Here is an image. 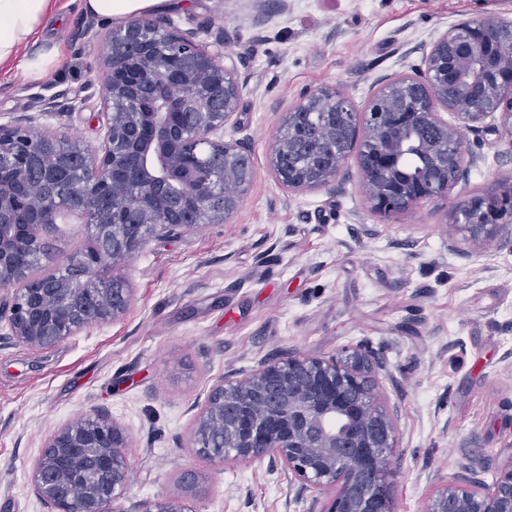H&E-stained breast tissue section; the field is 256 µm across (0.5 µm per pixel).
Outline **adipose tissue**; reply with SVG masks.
Returning <instances> with one entry per match:
<instances>
[{"label":"adipose tissue","mask_w":512,"mask_h":512,"mask_svg":"<svg viewBox=\"0 0 512 512\" xmlns=\"http://www.w3.org/2000/svg\"><path fill=\"white\" fill-rule=\"evenodd\" d=\"M175 5L176 0H81L86 14L111 21L163 12ZM56 14L57 0H0V69L14 64L27 78L45 73L59 53L57 45L44 38L46 25ZM36 42L41 43V51L22 56V49Z\"/></svg>","instance_id":"1"}]
</instances>
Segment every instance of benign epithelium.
I'll return each mask as SVG.
<instances>
[{"instance_id": "benign-epithelium-1", "label": "benign epithelium", "mask_w": 512, "mask_h": 512, "mask_svg": "<svg viewBox=\"0 0 512 512\" xmlns=\"http://www.w3.org/2000/svg\"><path fill=\"white\" fill-rule=\"evenodd\" d=\"M158 38L148 20L112 29L101 46L106 81L100 87L103 133L92 150L78 141L63 157L79 161L71 172L81 188L74 204L49 209L33 191L37 177L55 180L42 165L43 137L17 120L0 122V304L13 341L51 349L93 324L113 322L133 301L112 268L130 261L147 242L173 227L225 222L253 180L241 141L212 135L237 112L247 89L238 73L174 28ZM176 82L179 101L162 95ZM65 92L33 95L41 112H56ZM359 119L350 99L334 88L307 92L286 112L270 146L269 166L288 192L342 188L351 155L373 210L403 214L422 201L451 197L471 160L459 136L498 116L497 130L512 139V19L458 22L443 31L424 58V69L401 74L373 95ZM459 124L444 120L441 111ZM205 142L224 150L233 190L219 197L214 172L188 155ZM421 161L415 173L405 158ZM135 172L138 193L122 201L124 181ZM66 211L86 216L91 245L48 274L41 233ZM454 235L478 253L512 241V186L498 195L458 200ZM362 347L320 358L288 353L252 373L222 381L196 416L192 447L217 462H263L281 468L319 495L322 512H393L390 456L396 426L376 398ZM126 429L92 410L58 428L45 441L30 472L36 494L56 512H125L119 502L129 486ZM201 481L180 478L183 493L141 504V512H196L191 495ZM424 512H512V460L486 484L454 475L432 494Z\"/></svg>"}]
</instances>
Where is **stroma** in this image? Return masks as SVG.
I'll return each instance as SVG.
<instances>
[{
    "instance_id": "35a3bbf8",
    "label": "stroma",
    "mask_w": 512,
    "mask_h": 512,
    "mask_svg": "<svg viewBox=\"0 0 512 512\" xmlns=\"http://www.w3.org/2000/svg\"><path fill=\"white\" fill-rule=\"evenodd\" d=\"M48 32L59 57L42 77L0 70V118L35 117L40 133L98 145L102 39L113 22L58 0ZM512 18V0H187L158 14L205 45L250 91L224 128L250 147L254 180L228 222L151 239L113 274L134 301L117 321L50 350L0 337V512H54L29 473L45 439L94 409L130 437L122 502L179 493L183 470L203 477L197 512H323L326 497L267 464H222L191 446L194 415L212 386L291 352L317 357L364 346L372 378L397 425L391 458L394 512H423L428 495L461 465L489 459L478 479L512 460V247L449 250L453 199L408 213L374 212L349 161L342 190L284 197L268 164L281 115L306 92L333 87L364 111L371 95L422 68L435 38L466 18ZM94 36H84L86 27ZM66 91L68 105L32 109L31 88ZM497 118L462 129L474 162L459 196L512 185V140ZM79 216L43 232L46 270L82 249Z\"/></svg>"
}]
</instances>
